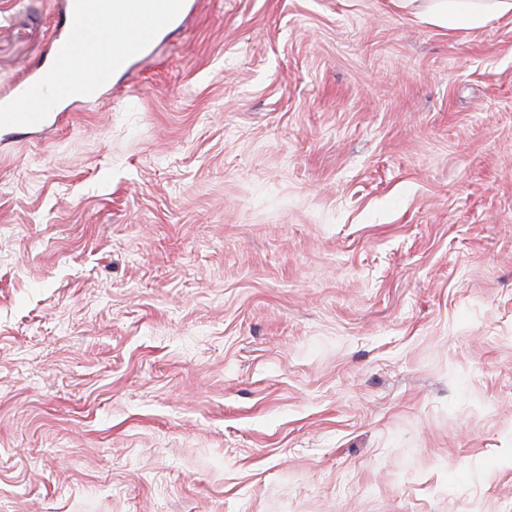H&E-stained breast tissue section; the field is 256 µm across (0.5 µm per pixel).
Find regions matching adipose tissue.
<instances>
[{
    "mask_svg": "<svg viewBox=\"0 0 512 512\" xmlns=\"http://www.w3.org/2000/svg\"><path fill=\"white\" fill-rule=\"evenodd\" d=\"M404 15L447 28H478L512 14V0H393Z\"/></svg>",
    "mask_w": 512,
    "mask_h": 512,
    "instance_id": "adipose-tissue-1",
    "label": "adipose tissue"
}]
</instances>
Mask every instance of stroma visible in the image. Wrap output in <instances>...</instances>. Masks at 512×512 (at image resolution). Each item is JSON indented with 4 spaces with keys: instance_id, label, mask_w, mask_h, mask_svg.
Here are the masks:
<instances>
[{
    "instance_id": "1",
    "label": "stroma",
    "mask_w": 512,
    "mask_h": 512,
    "mask_svg": "<svg viewBox=\"0 0 512 512\" xmlns=\"http://www.w3.org/2000/svg\"><path fill=\"white\" fill-rule=\"evenodd\" d=\"M0 512H512V15L203 0L0 129Z\"/></svg>"
}]
</instances>
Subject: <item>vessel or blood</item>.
Segmentation results:
<instances>
[{
	"mask_svg": "<svg viewBox=\"0 0 512 512\" xmlns=\"http://www.w3.org/2000/svg\"><path fill=\"white\" fill-rule=\"evenodd\" d=\"M62 30L55 36L41 63L33 67L8 92L0 94V127L14 126L42 131L52 124L54 113L66 111L71 98L55 96L68 84L69 60L83 55L97 61L92 88L81 95L84 103L99 101L115 74L130 71L149 57L159 42L179 29L197 0H60ZM105 22L111 42L88 39L90 26ZM38 99L39 107L18 111L19 101Z\"/></svg>",
	"mask_w": 512,
	"mask_h": 512,
	"instance_id": "obj_1",
	"label": "vessel or blood"
}]
</instances>
